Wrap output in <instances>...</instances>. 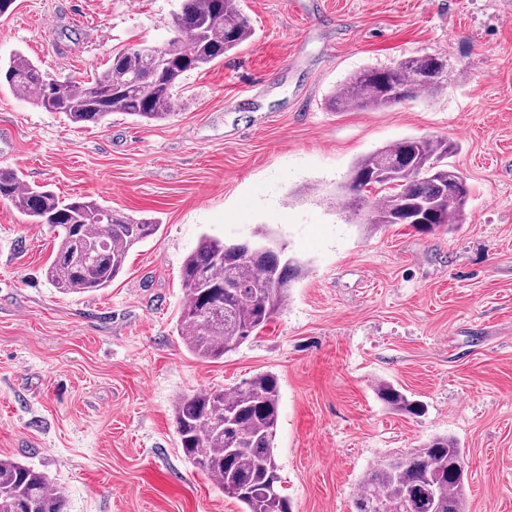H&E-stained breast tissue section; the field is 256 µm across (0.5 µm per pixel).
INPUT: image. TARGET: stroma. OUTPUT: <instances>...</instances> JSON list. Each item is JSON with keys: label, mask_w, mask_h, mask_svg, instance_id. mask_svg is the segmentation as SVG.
<instances>
[{"label": "stroma", "mask_w": 512, "mask_h": 512, "mask_svg": "<svg viewBox=\"0 0 512 512\" xmlns=\"http://www.w3.org/2000/svg\"><path fill=\"white\" fill-rule=\"evenodd\" d=\"M181 0H16L0 61L91 80L158 46ZM256 31L187 75L174 115L83 127L0 85V167L159 232L91 295L44 270L59 239L0 201V458L63 491L67 512H241L184 457L175 400L270 371L292 512H354L371 466L436 436L464 452L466 512H512V9L507 0H242ZM424 53L448 81L413 101L336 112L350 74ZM408 136L458 145L472 188L446 232L373 226L340 192L360 157ZM271 229L304 266L263 332L210 363L177 331L181 268L202 236ZM420 400L389 410L379 383Z\"/></svg>", "instance_id": "stroma-1"}]
</instances>
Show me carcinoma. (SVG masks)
<instances>
[{
    "instance_id": "obj_1",
    "label": "carcinoma",
    "mask_w": 512,
    "mask_h": 512,
    "mask_svg": "<svg viewBox=\"0 0 512 512\" xmlns=\"http://www.w3.org/2000/svg\"><path fill=\"white\" fill-rule=\"evenodd\" d=\"M170 28L173 36L160 53L137 45L121 49L90 82L48 78L21 53L0 64V80L75 124L99 125L114 112L146 123L166 120L190 72L207 68L254 36L240 0H182ZM444 76V56H410L384 69L356 72L328 104L338 112L376 111L443 86ZM456 150L446 138H404L355 163L344 189L355 206L370 189L384 191L382 203L368 211L369 224L396 223V210L405 204L421 209L424 220L416 224L408 216L411 227L428 234L446 231L462 221L471 194L467 180L448 162ZM3 193L31 223L59 229L45 277L62 294L111 286L129 250L160 229L152 218H130L95 200L67 201L27 187L11 168H0ZM300 274V263L263 228L233 243L202 237L182 266L178 324L186 347L206 361L224 358L266 328ZM377 395L400 414L423 410L420 401L390 383L379 384ZM279 398V378L266 371L231 390L186 394L173 407L183 455L240 502L243 512H291L275 455ZM465 478L462 449L455 440L437 436L405 455L378 461L355 500V512L373 506L382 512H466ZM0 503L12 512H66L67 499L50 489L44 473L4 457Z\"/></svg>"
}]
</instances>
